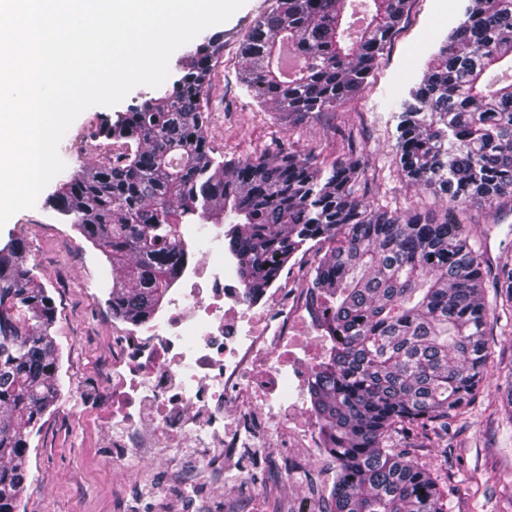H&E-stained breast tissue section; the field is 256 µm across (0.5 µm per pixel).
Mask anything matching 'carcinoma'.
Here are the masks:
<instances>
[{"label": "carcinoma", "instance_id": "cac0c4a2", "mask_svg": "<svg viewBox=\"0 0 512 512\" xmlns=\"http://www.w3.org/2000/svg\"><path fill=\"white\" fill-rule=\"evenodd\" d=\"M412 3L275 0L242 37L243 82L288 124L333 112L367 82ZM223 46L203 37L172 85L102 121L97 135L123 150L64 182L55 207L110 260L108 304L130 322L166 298L182 224L227 225L253 300L307 242L329 243L309 271L331 343L309 389L338 464L325 512H446L437 471L394 436L448 432L494 367L490 323L512 335V277L496 285L466 227L472 207L512 202V0H470L400 104V174L446 203L441 219L370 204L349 138L329 164L286 148L215 158L204 96ZM27 249L15 238L0 256V512H18L31 438L59 396L55 305Z\"/></svg>", "mask_w": 512, "mask_h": 512}]
</instances>
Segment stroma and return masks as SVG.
Wrapping results in <instances>:
<instances>
[{
	"label": "stroma",
	"instance_id": "35a3bbf8",
	"mask_svg": "<svg viewBox=\"0 0 512 512\" xmlns=\"http://www.w3.org/2000/svg\"><path fill=\"white\" fill-rule=\"evenodd\" d=\"M466 4L467 0H414L364 88L336 112L290 126L264 112L241 85V36L271 5V0H247L228 21L208 29L224 38V52L211 73L205 100L206 134L215 157L246 160L280 142L330 160L340 156L341 138L350 134L365 146L369 200L440 209L439 201L399 175L392 147L401 101L462 19ZM127 107L123 101L114 108L85 110L71 129L92 139L94 154H76L67 142H60L65 169L41 192L35 207L18 211L0 227V248L15 237L29 244L26 264L55 302L51 335L60 353V395L43 417L39 435L31 440L19 512H180L186 481L196 485L203 512H286L301 485L314 484L335 470L331 459L309 465L300 481L284 477L269 494L257 490V477L239 467L234 470L237 486L221 490L201 472L160 451L136 471L110 457L106 420L112 386L104 367L112 357L114 318L106 304L112 271L102 251L55 211L49 199L61 182L106 161L113 143L96 137L95 129L102 118ZM471 214L469 231L474 238H486L491 261L512 250V236L506 234L512 226V206L475 207ZM490 341L498 367L490 372L466 417L452 426L447 447L423 448L415 437L405 441L419 461L443 472L447 512H501L498 491L487 477L493 473L512 485V424L499 410L500 389L512 370V335H494ZM146 479L162 485L164 494L146 495Z\"/></svg>",
	"mask_w": 512,
	"mask_h": 512
}]
</instances>
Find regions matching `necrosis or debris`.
I'll list each match as a JSON object with an SVG mask.
<instances>
[{
  "mask_svg": "<svg viewBox=\"0 0 512 512\" xmlns=\"http://www.w3.org/2000/svg\"><path fill=\"white\" fill-rule=\"evenodd\" d=\"M184 258L166 307L112 330V459L139 465L154 448L182 455L224 484V461L242 452L273 477L270 451L295 449L293 473L327 455L316 419L286 385L308 390L316 351L305 343L313 312L301 287L307 266L284 277L264 302L248 298L224 259V227L198 245L181 227Z\"/></svg>",
  "mask_w": 512,
  "mask_h": 512,
  "instance_id": "4bbe7bcc",
  "label": "necrosis or debris"
}]
</instances>
